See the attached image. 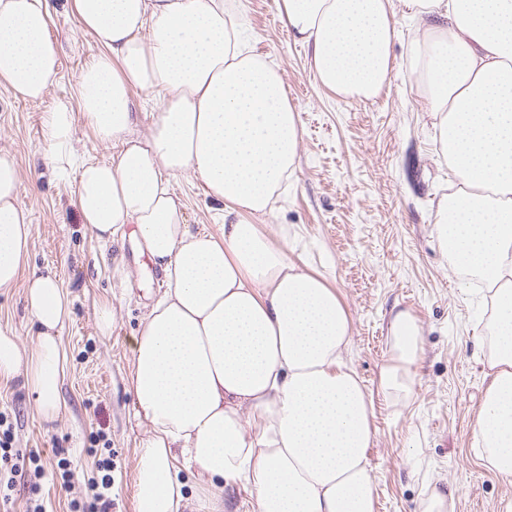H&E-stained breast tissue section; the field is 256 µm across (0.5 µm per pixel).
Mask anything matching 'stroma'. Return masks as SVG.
Returning <instances> with one entry per match:
<instances>
[{"mask_svg": "<svg viewBox=\"0 0 512 512\" xmlns=\"http://www.w3.org/2000/svg\"><path fill=\"white\" fill-rule=\"evenodd\" d=\"M245 2L250 49L279 66L302 141L297 170L273 210L244 220L271 235L287 230L289 257L321 273L351 316L346 360L375 405L369 457L377 512H422L424 498L440 485L455 491L448 512H501L512 500V483L487 470L473 441L491 319L472 276L440 251L434 215L453 176L436 156L432 119L405 63L421 21L396 14L390 81L376 98L358 100L315 81L311 58L282 24L276 0ZM48 35L59 52V72L44 101L14 99L0 85V153L17 163L20 201L33 226L27 266L54 273L70 294L61 332L63 406L55 420H44L17 378L0 382V412L13 424V448L41 457L44 474L37 482L45 512H73V502L84 501L92 448L112 451V512H136L132 480L146 432L134 416L130 375L143 319L165 284L135 246L133 225L105 244L82 224L76 168L54 173L45 166L40 114L54 100L77 98L82 69L101 51L81 30L71 0H50ZM170 185L192 229L218 233L223 202L189 171ZM24 288L20 280L0 290V330L28 348L35 327ZM105 302L112 306L106 335L98 328ZM397 306L421 326L415 391L406 401L379 391L388 319ZM61 459L70 472L65 480Z\"/></svg>", "mask_w": 512, "mask_h": 512, "instance_id": "1", "label": "stroma"}]
</instances>
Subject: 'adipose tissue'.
<instances>
[{"label":"adipose tissue","mask_w":512,"mask_h":512,"mask_svg":"<svg viewBox=\"0 0 512 512\" xmlns=\"http://www.w3.org/2000/svg\"><path fill=\"white\" fill-rule=\"evenodd\" d=\"M424 25L406 62L432 118L438 159L455 183L435 215L442 252L491 296L492 351L474 426L489 470L512 483V0H402ZM102 52L82 70L77 102L43 112L45 164L76 157L75 123L112 145L84 161L76 207L101 241L123 225L166 284L143 320L131 387L146 435L133 475L137 512H184L181 467L194 469L201 512L246 483L257 512H376L368 450L373 403L345 355L350 315L323 276L300 268L286 239L238 221L268 213L293 176L301 130L278 67L254 55L243 0H72ZM283 23L311 52L317 81L371 99L393 69L392 0H278ZM49 0H0V85L46 96L59 68ZM159 92L149 134L134 94ZM192 171L223 201L219 233L186 223L170 189ZM19 170L0 155V290L28 261L33 228ZM25 300L38 334L24 349L0 331V380L23 378L40 414L61 409L70 315L67 291L31 273ZM420 325L393 311L383 394L410 397Z\"/></svg>","instance_id":"1"}]
</instances>
